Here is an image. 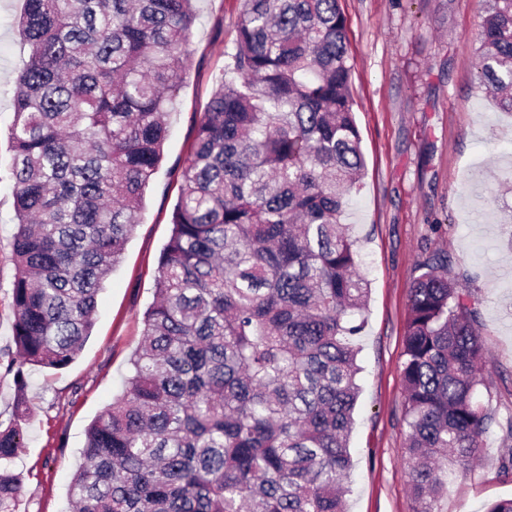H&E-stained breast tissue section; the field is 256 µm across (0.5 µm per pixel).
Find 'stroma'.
I'll return each instance as SVG.
<instances>
[{
  "label": "stroma",
  "instance_id": "stroma-1",
  "mask_svg": "<svg viewBox=\"0 0 512 512\" xmlns=\"http://www.w3.org/2000/svg\"><path fill=\"white\" fill-rule=\"evenodd\" d=\"M348 21L354 110L365 157L345 221L368 282L357 337L361 394L349 450L348 512H419L407 481L401 362L409 288L419 265L447 253L471 296L486 348L476 398L490 415L468 472L448 467L440 512H485L512 498V114L475 79L485 0H340ZM23 0H0V362L12 343L17 230L9 127L12 82L28 58ZM191 64L170 113L164 159L120 263L104 283L91 336L65 368L27 371L22 479L12 512H71L69 484L89 424L122 389L142 340L158 263L173 225L180 172L224 66L238 0H198Z\"/></svg>",
  "mask_w": 512,
  "mask_h": 512
}]
</instances>
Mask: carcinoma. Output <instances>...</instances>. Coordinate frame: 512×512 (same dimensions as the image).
I'll list each match as a JSON object with an SVG mask.
<instances>
[{
	"label": "carcinoma",
	"instance_id": "obj_1",
	"mask_svg": "<svg viewBox=\"0 0 512 512\" xmlns=\"http://www.w3.org/2000/svg\"><path fill=\"white\" fill-rule=\"evenodd\" d=\"M197 0H25L9 129L19 396L0 512L20 485L25 368L80 352L134 230L191 62ZM235 48L181 170L172 234L121 395L89 426L73 512H345L366 281L341 218L364 170L340 0H239ZM476 70L512 112V0H486ZM448 256L410 288V490L438 512L489 417L470 295Z\"/></svg>",
	"mask_w": 512,
	"mask_h": 512
}]
</instances>
